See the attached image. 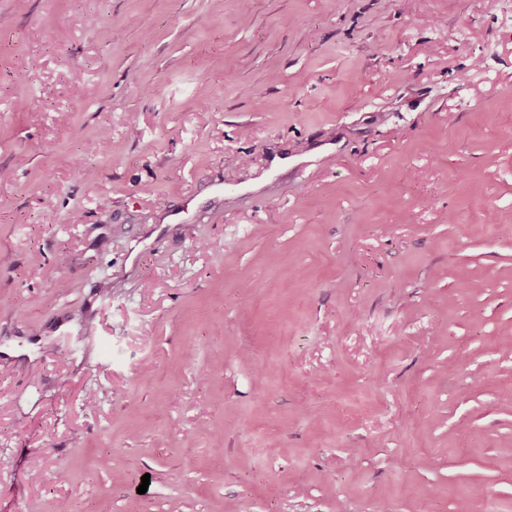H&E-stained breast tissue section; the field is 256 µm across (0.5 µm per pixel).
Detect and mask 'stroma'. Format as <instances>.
Listing matches in <instances>:
<instances>
[{
    "label": "stroma",
    "instance_id": "1",
    "mask_svg": "<svg viewBox=\"0 0 512 512\" xmlns=\"http://www.w3.org/2000/svg\"><path fill=\"white\" fill-rule=\"evenodd\" d=\"M468 501L512 512V0H0V512Z\"/></svg>",
    "mask_w": 512,
    "mask_h": 512
}]
</instances>
